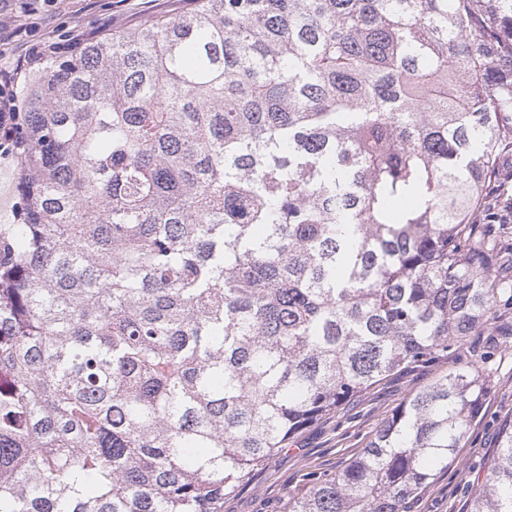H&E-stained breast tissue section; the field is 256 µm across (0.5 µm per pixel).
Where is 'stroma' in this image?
Here are the masks:
<instances>
[{"mask_svg": "<svg viewBox=\"0 0 512 512\" xmlns=\"http://www.w3.org/2000/svg\"><path fill=\"white\" fill-rule=\"evenodd\" d=\"M187 0H0V67L34 44L86 43L178 13ZM484 366L487 394L447 471L408 503V512H468L497 451L500 422L512 415V315L492 336H473L447 356L413 365L359 393L337 412L290 438L252 480L224 500V512H288L290 498L357 457L377 429L412 394L449 370Z\"/></svg>", "mask_w": 512, "mask_h": 512, "instance_id": "obj_1", "label": "stroma"}]
</instances>
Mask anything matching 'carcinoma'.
Segmentation results:
<instances>
[{"instance_id": "obj_1", "label": "carcinoma", "mask_w": 512, "mask_h": 512, "mask_svg": "<svg viewBox=\"0 0 512 512\" xmlns=\"http://www.w3.org/2000/svg\"><path fill=\"white\" fill-rule=\"evenodd\" d=\"M19 96L0 512H224L291 436L512 310V0H193ZM486 390L472 367L413 394L289 512H406ZM499 435L469 512H512Z\"/></svg>"}]
</instances>
